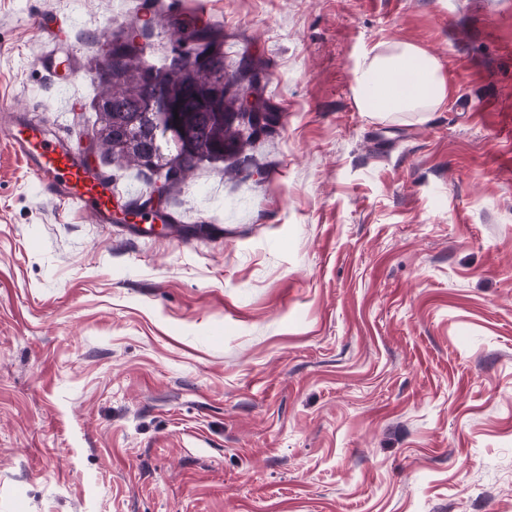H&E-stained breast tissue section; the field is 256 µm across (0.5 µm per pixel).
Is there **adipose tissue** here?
I'll use <instances>...</instances> for the list:
<instances>
[{
	"mask_svg": "<svg viewBox=\"0 0 512 512\" xmlns=\"http://www.w3.org/2000/svg\"><path fill=\"white\" fill-rule=\"evenodd\" d=\"M352 92L358 111L374 116L434 112L449 96L440 60L401 41L380 42L357 55Z\"/></svg>",
	"mask_w": 512,
	"mask_h": 512,
	"instance_id": "obj_1",
	"label": "adipose tissue"
}]
</instances>
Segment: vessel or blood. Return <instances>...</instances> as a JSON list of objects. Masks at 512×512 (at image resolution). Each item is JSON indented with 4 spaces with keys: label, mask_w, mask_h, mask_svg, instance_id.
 Masks as SVG:
<instances>
[{
    "label": "vessel or blood",
    "mask_w": 512,
    "mask_h": 512,
    "mask_svg": "<svg viewBox=\"0 0 512 512\" xmlns=\"http://www.w3.org/2000/svg\"><path fill=\"white\" fill-rule=\"evenodd\" d=\"M7 137L14 152L34 171L41 193L79 200L97 223H111L112 182L107 175L86 166L40 128L21 124Z\"/></svg>",
    "instance_id": "vessel-or-blood-1"
}]
</instances>
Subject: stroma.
I'll use <instances>...</instances> for the list:
<instances>
[{
    "label": "stroma",
    "instance_id": "35a3bbf8",
    "mask_svg": "<svg viewBox=\"0 0 512 512\" xmlns=\"http://www.w3.org/2000/svg\"><path fill=\"white\" fill-rule=\"evenodd\" d=\"M252 53L277 114L134 236L42 196L3 129L92 147L113 39ZM449 100L357 111L360 48ZM0 512H512V0H0Z\"/></svg>",
    "mask_w": 512,
    "mask_h": 512
}]
</instances>
